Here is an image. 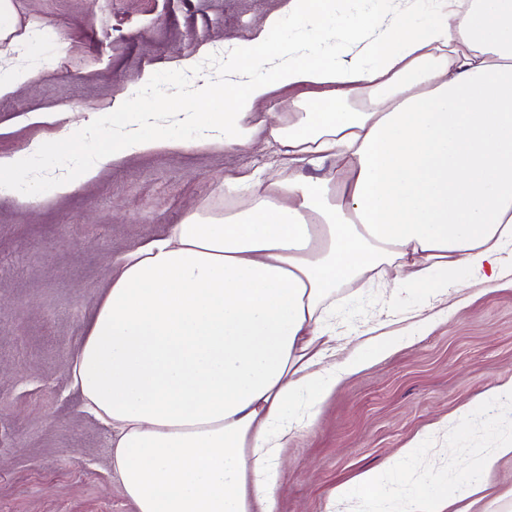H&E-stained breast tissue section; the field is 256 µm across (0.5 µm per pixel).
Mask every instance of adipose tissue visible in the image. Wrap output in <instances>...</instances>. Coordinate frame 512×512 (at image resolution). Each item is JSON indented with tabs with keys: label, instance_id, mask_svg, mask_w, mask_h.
<instances>
[{
	"label": "adipose tissue",
	"instance_id": "1",
	"mask_svg": "<svg viewBox=\"0 0 512 512\" xmlns=\"http://www.w3.org/2000/svg\"><path fill=\"white\" fill-rule=\"evenodd\" d=\"M335 22L336 0H288L224 57L190 113L196 143L277 142L289 162H336L335 179L257 171L224 180L223 212L189 209L130 249L69 366L84 407L111 430L112 468L137 512H273L285 418L316 413L348 375L404 344L381 335L344 358L336 291L371 272L395 294L447 303L460 269L494 281L512 260V0H389ZM320 87L310 96L304 89ZM302 89L284 112L274 90ZM128 133L101 163L171 146ZM512 405V379L450 418L466 435L481 405ZM406 448L334 498L372 503L419 466ZM512 440L465 473L429 479L400 512H472Z\"/></svg>",
	"mask_w": 512,
	"mask_h": 512
}]
</instances>
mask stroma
Returning <instances> with one entry per match:
<instances>
[{
    "instance_id": "35a3bbf8",
    "label": "stroma",
    "mask_w": 512,
    "mask_h": 512,
    "mask_svg": "<svg viewBox=\"0 0 512 512\" xmlns=\"http://www.w3.org/2000/svg\"><path fill=\"white\" fill-rule=\"evenodd\" d=\"M285 0H12L0 30V71L26 80L0 92V156L35 151L23 176L30 202L0 196V512H137L112 470L107 429L86 414L69 382L68 361L123 256L180 223L195 207L224 208V179L269 168L332 178L289 163L276 143L194 145L177 112L199 109L198 87L224 81L215 51L232 50ZM192 59L185 68L181 59ZM51 113L35 123L32 113ZM116 112H151L183 149L162 148L99 168L73 193L57 178L94 163L116 136ZM72 154L48 145L61 130ZM460 308L419 297L389 300L378 286L336 292V333L362 323L413 335L346 377L307 425L294 432L281 464L273 512H336L332 492L423 439L485 387L512 378V264L487 283L461 271ZM431 319L414 336L413 313ZM512 436V408L486 406L470 434L436 433L423 455L434 468L464 470L474 448Z\"/></svg>"
}]
</instances>
